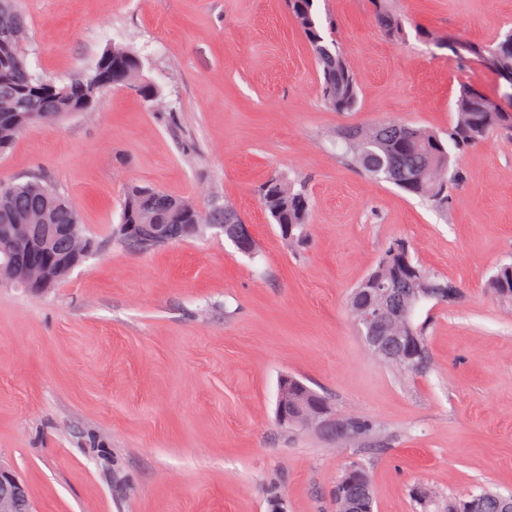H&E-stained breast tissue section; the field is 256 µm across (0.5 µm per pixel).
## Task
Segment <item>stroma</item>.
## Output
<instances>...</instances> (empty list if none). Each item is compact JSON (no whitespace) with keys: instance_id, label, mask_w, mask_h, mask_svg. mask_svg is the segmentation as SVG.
Masks as SVG:
<instances>
[{"instance_id":"1","label":"stroma","mask_w":512,"mask_h":512,"mask_svg":"<svg viewBox=\"0 0 512 512\" xmlns=\"http://www.w3.org/2000/svg\"><path fill=\"white\" fill-rule=\"evenodd\" d=\"M387 5L401 39L372 0H316L359 88L356 109L335 112L284 0H20L32 73L67 80L114 43L140 53L163 101L111 88L0 154V181L45 178L100 244L44 293L0 285V459L36 512H271L276 499L336 512L352 463L369 470L374 512H421L423 489L441 505L512 494V302L487 286L512 264V136L461 157L443 216L333 148L337 132L383 120L446 130L463 84L498 97L494 72L432 39L493 45L512 0ZM274 173L310 197L303 245L258 201ZM132 184L203 210L232 203L256 254L211 228L130 249L117 227ZM397 242L458 290L420 308L416 373L376 357L348 307ZM286 374L369 431H282Z\"/></svg>"}]
</instances>
